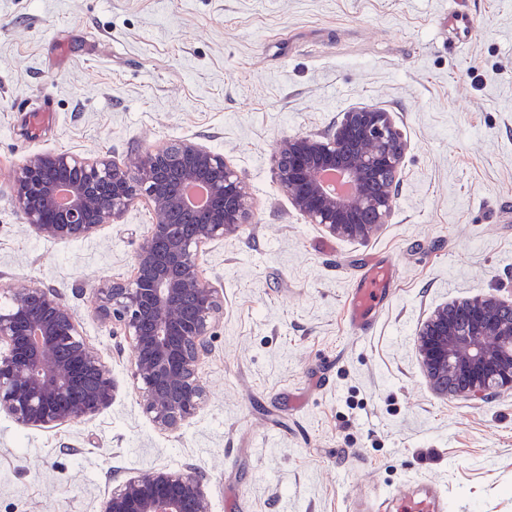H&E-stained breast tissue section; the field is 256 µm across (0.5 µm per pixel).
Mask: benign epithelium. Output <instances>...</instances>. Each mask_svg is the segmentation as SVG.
Wrapping results in <instances>:
<instances>
[{
  "instance_id": "7a95c632",
  "label": "benign epithelium",
  "mask_w": 512,
  "mask_h": 512,
  "mask_svg": "<svg viewBox=\"0 0 512 512\" xmlns=\"http://www.w3.org/2000/svg\"><path fill=\"white\" fill-rule=\"evenodd\" d=\"M406 143L390 113L360 107L329 132L280 140L274 173L294 208L333 237L369 238L387 223ZM203 182L208 203L189 206L184 188ZM14 202L45 239H87L144 203L154 222L128 280L94 289L98 312L133 343L132 377L144 411L176 430L199 410L205 388L197 375L209 354L211 324L222 310L218 292L202 286L199 256L211 241L248 223L252 193L224 157L193 141L145 150L127 162L70 153L36 155L19 166ZM195 216L185 238L172 225ZM197 296L195 307L185 298ZM0 308V413L24 428L75 422L112 400V375L83 337L71 309L39 285ZM508 302L481 295L436 307L418 333L423 367L434 389L482 399L512 390V317ZM101 512H210L201 477L157 469L113 489Z\"/></svg>"
}]
</instances>
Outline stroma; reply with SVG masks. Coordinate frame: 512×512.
Instances as JSON below:
<instances>
[{
	"label": "stroma",
	"mask_w": 512,
	"mask_h": 512,
	"mask_svg": "<svg viewBox=\"0 0 512 512\" xmlns=\"http://www.w3.org/2000/svg\"><path fill=\"white\" fill-rule=\"evenodd\" d=\"M358 106L390 112L406 143L390 219L363 241L309 223L273 170L280 139ZM182 139L222 154L253 208L200 255L224 310L204 402L170 432L93 297L130 278L152 213L47 240L12 173ZM370 262L395 278L362 332L350 295ZM32 282L73 311L112 401L47 428L0 414V512H100L160 468L200 474L211 512H348L431 483L447 512H512V391L438 394L417 349L439 305L512 302V0H0V306Z\"/></svg>",
	"instance_id": "obj_1"
}]
</instances>
